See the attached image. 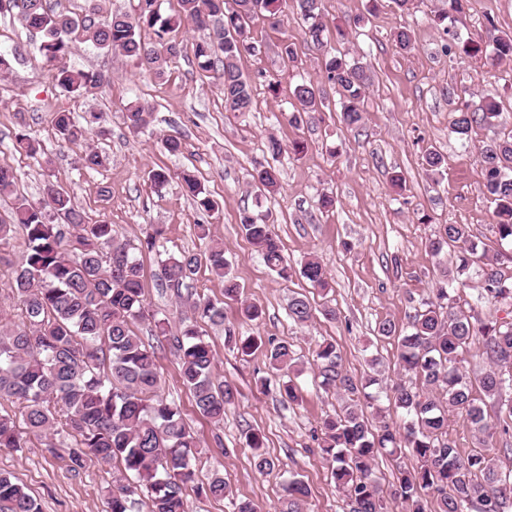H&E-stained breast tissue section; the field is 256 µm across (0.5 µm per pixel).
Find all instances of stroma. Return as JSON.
Returning a JSON list of instances; mask_svg holds the SVG:
<instances>
[{"label": "stroma", "mask_w": 512, "mask_h": 512, "mask_svg": "<svg viewBox=\"0 0 512 512\" xmlns=\"http://www.w3.org/2000/svg\"><path fill=\"white\" fill-rule=\"evenodd\" d=\"M438 5L439 0H419L408 17L393 0H381L374 11L368 0H324L328 43L336 41V26L352 25L342 49L374 73L364 120L354 129L338 122V97L324 82L319 85V119L300 127L289 124L295 84L318 72L317 53L304 39L301 19L290 10L279 25L262 19L248 34L257 51L243 55L238 65L255 99L252 111L243 115L225 111L216 72L197 67L191 46L202 33L192 26L180 29L177 38L184 52L173 60L163 82L120 55L77 44L72 64L100 73L104 84L91 95L74 97L49 78L39 38L12 15L0 14V53L10 58L8 71L0 73V163L16 169L20 190L30 200L40 201L45 182H54L69 191L89 223L111 224L121 242L138 245L150 225L161 224L168 251L201 255L207 242L196 235L199 213L193 201L174 181L158 192L147 178L153 168L166 169L173 177L191 169L219 204L209 219L211 237L223 244L228 273L240 286L239 299L225 301V325L245 337L288 341L303 364L311 361L316 342L328 339L339 347L349 374L360 377L376 369L387 383L398 382L404 375L396 342L377 336L375 327L386 319L405 324L413 301L426 298L441 281L444 265L429 251V239L441 225L466 224L488 254L501 250L489 204L477 192L482 174L475 153L448 134L454 109L448 86L482 94L479 77L486 67L480 58H447L444 36L432 22ZM491 19L501 31L512 33V0H473L458 27L464 36L477 39ZM404 22L413 28L414 49L408 55L391 39ZM285 39L297 51L296 61L288 64L279 49ZM134 100L151 111L147 131L138 135L123 121ZM62 110L72 112L78 124L91 126L87 142L59 139L51 115ZM25 124L41 140L49 164L15 150L14 136ZM165 135L181 137L182 154L162 149ZM271 135L286 144L303 142L305 149L275 160L281 187L265 198L256 195L250 173L266 160L265 141ZM89 146L109 155V165L81 169L78 158ZM428 146L445 156L442 172L425 170L422 151ZM396 173L406 180L400 192L391 186ZM324 193L336 199L332 211L317 206ZM245 208L269 216L292 265L317 258L328 272V288L318 291L300 276L284 281L269 271L241 230L238 216ZM139 258L150 310L174 323L189 316L173 290L161 287L155 253L144 251ZM299 294L316 310L304 326L288 318V304ZM245 304L260 307L261 318L242 321ZM326 305L335 308L336 319L322 315ZM208 334L218 380L238 392L223 424L213 425L197 411L181 383L177 356L165 348L158 359L161 394L180 406L199 440L192 461L199 479L217 473L227 485L221 499L187 491V512H234L241 501L252 502L258 512H280L282 484L292 474L309 487L304 512H346L314 438L322 418L335 412L336 394L319 390L305 374L299 379L302 403L282 402L281 374L271 369L265 348L245 355L225 346L223 327L209 328ZM260 377L266 378V387L257 386ZM250 429L265 437V452L275 463L270 473L260 474L254 467L253 451L244 439ZM0 469L29 488L42 512H107L112 467L92 463L70 473L31 436L25 448L0 450Z\"/></svg>", "instance_id": "1"}]
</instances>
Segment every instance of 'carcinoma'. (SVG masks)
<instances>
[{
  "mask_svg": "<svg viewBox=\"0 0 512 512\" xmlns=\"http://www.w3.org/2000/svg\"><path fill=\"white\" fill-rule=\"evenodd\" d=\"M304 23V38L321 56L319 75L339 97V117L348 127L363 120V100L372 83L368 67L324 42L326 29L323 0H293ZM433 23L446 36L448 59L458 55L485 57L491 65L512 61V34L502 32L488 20L486 39L461 38L458 17L471 0H441ZM282 0H241L242 12L231 13L227 0H174L171 12L161 11L162 0H138L133 16L113 13L99 19L94 6L83 16L53 11L47 0H23L16 10L18 21L30 33H39V53L49 67L52 81L75 96L99 89L103 77L67 62L73 43L80 40L101 50L121 54L145 67L158 80L165 78L169 64L183 46L175 32L184 22L207 32L192 46L198 68L214 69L220 58V86L224 105L244 114L252 110L254 91L241 73L238 61L254 47L247 31L258 16L279 13ZM152 32L146 41L141 31ZM397 48L413 49L411 26L393 32ZM448 100L460 105L451 112L449 132L470 143L471 132L494 127L501 110L488 94L477 103L466 100L467 89L448 87ZM299 104L290 124L299 126L319 112L320 89L313 80L294 88ZM150 112L132 102L125 112L127 127L140 133L149 125ZM54 127L60 138L75 142L84 138L71 113H55ZM481 166L479 192L492 206L496 233L512 246V131L473 145ZM15 150L30 158L44 155L38 139L27 130L15 134ZM107 158L89 150L80 158L81 168L96 171ZM181 188L201 215L195 227L198 237L209 236L207 217L218 203L205 191L197 176L185 171ZM280 173L268 163H258L252 183L264 195L278 191ZM0 198L10 199L0 213V263L8 265L9 288L17 299L19 319L0 325V397L14 399L18 414H0V448H21L24 436L52 440L64 433L73 443L55 457L70 472L89 462L117 467L109 502L110 512H133L136 497L148 500L149 512H184V493L197 480L191 460L198 447L195 434L185 425L181 409L159 394L157 349L167 345L180 360L182 385L198 411L210 421L224 422V411L236 400V391L217 380L214 356L198 321L224 327V340L244 353L263 341L241 338L224 325V302L205 297L193 288L200 265L197 254L166 253L161 260V286L174 291L197 318L184 319L172 331L166 318L148 314L143 296V267L136 251H159L164 247V228L150 225L139 247L115 237L112 225L86 223L70 193L49 182L45 199L36 204L18 190V176L0 163ZM245 236L265 265L287 281L299 274L313 288L328 286L326 270L315 258L296 269L283 254L278 236L264 218L249 210L239 213ZM21 248L18 262L8 260ZM435 256L448 254L444 279L431 295L413 307L408 330L401 334L391 320L381 321L377 334L397 337V358L403 371L421 383L419 388L396 384L386 394L389 406L401 414L398 426L386 421L377 405L379 395L369 388L380 385L378 374L357 379L348 374L336 343L323 340L313 350V380L325 392L343 393L339 408L321 422L319 449L331 467L335 487L347 500L349 512H388L389 501H400L405 512H426L428 499L435 512H512V470L503 468L491 454L497 429L512 428V321L482 320L459 304L460 289L475 276L480 288L478 302L512 305V278L501 271L502 252L490 257L479 249L469 225L446 224L429 241ZM212 273L224 280V297L239 295V285L225 273L224 247L216 243L205 254ZM288 317L297 325L313 318L305 296L288 305ZM151 319L146 343L136 333L137 323ZM478 346L485 367L470 370L467 355ZM266 357L272 369L282 372V398L296 402L300 387L290 370L294 351L286 341L268 342ZM375 408L380 425L372 427L365 408ZM459 415L483 435L485 448L468 454L448 438L449 417ZM246 443L256 450L254 466L260 473L274 468V461L260 452L263 437L246 433ZM386 454L396 462L397 473L385 487L375 472L376 458ZM411 458V466L401 460ZM207 497H224L226 484L218 474L201 483ZM282 512H303L308 490L292 474L283 484ZM0 512H41L37 500L21 483L0 472Z\"/></svg>",
  "mask_w": 512,
  "mask_h": 512,
  "instance_id": "carcinoma-1",
  "label": "carcinoma"
}]
</instances>
